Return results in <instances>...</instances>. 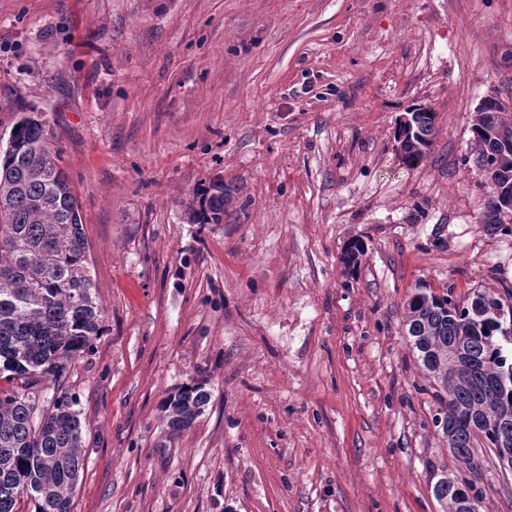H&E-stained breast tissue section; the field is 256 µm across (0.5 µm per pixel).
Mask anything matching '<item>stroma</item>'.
Segmentation results:
<instances>
[{
  "instance_id": "obj_1",
  "label": "stroma",
  "mask_w": 512,
  "mask_h": 512,
  "mask_svg": "<svg viewBox=\"0 0 512 512\" xmlns=\"http://www.w3.org/2000/svg\"><path fill=\"white\" fill-rule=\"evenodd\" d=\"M512 96V0H0V148L32 110L81 206L105 332L73 361L72 512H512L487 444L451 454L410 349L418 284L512 291L471 117ZM434 144L403 163L398 118ZM249 205L195 224L215 175ZM365 254L342 263L352 240ZM205 383L170 435L162 407ZM436 118V112L431 109L416 110L412 113V136L406 137L400 148L402 160L409 167L417 166L431 150L436 134ZM210 400L205 384L182 387L163 406L164 419L172 434H178L191 426L204 414ZM433 493L444 512H461L464 503L472 505V511H477L479 493L468 479H459L457 476L443 477L435 484Z\"/></svg>"
}]
</instances>
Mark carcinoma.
<instances>
[{"mask_svg":"<svg viewBox=\"0 0 512 512\" xmlns=\"http://www.w3.org/2000/svg\"><path fill=\"white\" fill-rule=\"evenodd\" d=\"M437 115L430 109L412 113V136L401 142V156L417 166L431 150ZM0 151V375L15 383L0 390V512H19L25 499L34 512H72V495L84 470L82 423L76 399L64 389L68 363L93 349L103 331L101 306L93 295L89 244L78 202L59 152L51 150L46 126L23 115ZM474 166L491 173L481 181L487 201L483 223L493 231L512 230L502 220L499 193L512 190V115L494 102L475 111L470 126ZM235 188L221 176L194 194L190 216L196 224H222L248 202L232 207ZM364 254L351 243L343 262L354 270ZM512 305L474 290L464 300L446 287L435 293L427 284L415 288L404 306L403 326L426 378L440 387L434 419L448 448L471 457L479 434L451 414L481 425L487 441L512 436ZM53 383L51 403L40 405L38 386ZM210 400L205 385L182 387L163 406L167 428L178 434L190 428ZM444 512L477 507L472 482L444 477L433 488Z\"/></svg>","mask_w":512,"mask_h":512,"instance_id":"1","label":"carcinoma"}]
</instances>
